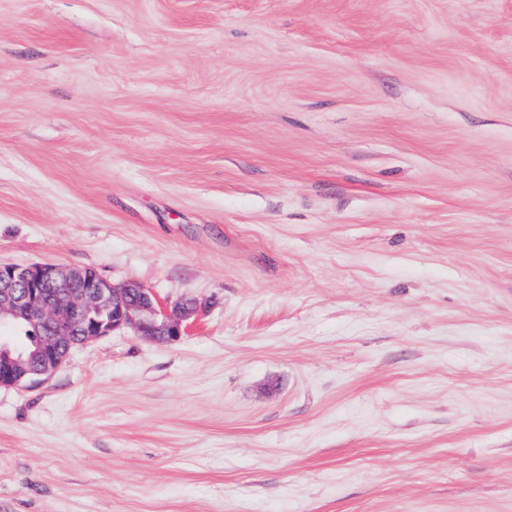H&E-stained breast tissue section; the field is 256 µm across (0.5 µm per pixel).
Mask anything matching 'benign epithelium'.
<instances>
[{
	"label": "benign epithelium",
	"instance_id": "1",
	"mask_svg": "<svg viewBox=\"0 0 512 512\" xmlns=\"http://www.w3.org/2000/svg\"><path fill=\"white\" fill-rule=\"evenodd\" d=\"M194 313L191 300L164 308L151 289L137 283L116 287L87 269L0 263V322L23 319L47 332L40 339L45 360L37 366L12 358V344L0 342V367L11 372L8 379L0 376V387L46 378L74 346L123 327L155 341H177Z\"/></svg>",
	"mask_w": 512,
	"mask_h": 512
}]
</instances>
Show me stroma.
I'll return each mask as SVG.
<instances>
[{
    "label": "stroma",
    "mask_w": 512,
    "mask_h": 512,
    "mask_svg": "<svg viewBox=\"0 0 512 512\" xmlns=\"http://www.w3.org/2000/svg\"><path fill=\"white\" fill-rule=\"evenodd\" d=\"M0 262L198 306L0 387V512H512V0H0Z\"/></svg>",
    "instance_id": "35a3bbf8"
}]
</instances>
